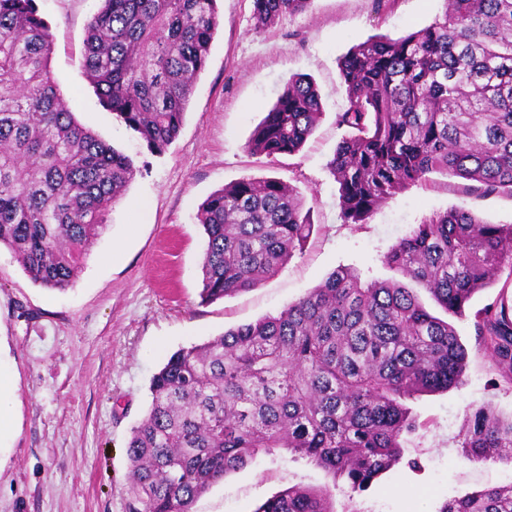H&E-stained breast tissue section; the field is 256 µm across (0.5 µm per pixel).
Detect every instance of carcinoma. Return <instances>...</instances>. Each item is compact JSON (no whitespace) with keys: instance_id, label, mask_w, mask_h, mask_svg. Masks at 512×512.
<instances>
[{"instance_id":"carcinoma-1","label":"carcinoma","mask_w":512,"mask_h":512,"mask_svg":"<svg viewBox=\"0 0 512 512\" xmlns=\"http://www.w3.org/2000/svg\"><path fill=\"white\" fill-rule=\"evenodd\" d=\"M255 27L313 0H252ZM219 25L217 0H101L83 66L102 104L152 154L176 140ZM36 0H0V246L36 284L64 291L136 174L133 159L80 124L50 70ZM351 130L329 167L346 224L398 191L444 173L512 196V0H448L399 38L373 36L342 58ZM323 113L308 78L290 79L248 150L297 152ZM206 234L201 302L274 276L313 231L297 190L242 178L196 215ZM451 315L512 267V225L465 207L436 213L385 256ZM483 346L512 374V306L475 314ZM467 353L452 324L398 282L350 268L265 317L172 353L127 447L126 512H193L214 484L259 454L286 451L364 492L403 458L419 428L404 401L462 381ZM468 459H512V418L467 416ZM256 512H334L327 490L290 487ZM440 512H512V485L448 501Z\"/></svg>"}]
</instances>
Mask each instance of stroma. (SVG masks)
<instances>
[{
  "instance_id": "1",
  "label": "stroma",
  "mask_w": 512,
  "mask_h": 512,
  "mask_svg": "<svg viewBox=\"0 0 512 512\" xmlns=\"http://www.w3.org/2000/svg\"><path fill=\"white\" fill-rule=\"evenodd\" d=\"M53 42L51 74L77 120L133 159L137 172L124 202L63 291L35 284L0 248V372L13 382V428L0 437V512H125L127 446L144 416L153 375L176 350L225 330L274 316L335 269L362 280L404 282L384 257L415 224L463 206L486 221L512 224V197L468 191L441 173L396 193L362 224L340 217L338 185L328 169L348 128L336 117L347 104L338 62L371 36L396 38L432 23L444 0H314L308 11L256 29L252 0H218L219 26L196 78L178 138L159 156L99 103L83 70L85 26L100 0H37ZM315 83L324 112L293 155L269 158L246 144L289 79ZM276 177L296 187L314 230L274 276L238 295L201 303L205 248L196 213L214 191L237 180ZM132 199L148 209L128 208ZM421 302L448 317L468 358L462 382L423 393L407 406L421 429L402 435L403 461L360 494L280 452L257 457L225 476L194 512H255L279 491L328 487L335 512H439L449 499L512 482V460L461 455L468 412L491 407L512 416V376L484 350L477 310L512 286L499 275L460 315L446 316L427 292Z\"/></svg>"
}]
</instances>
